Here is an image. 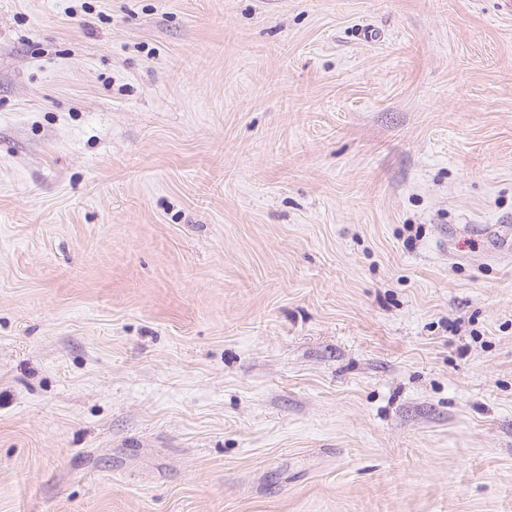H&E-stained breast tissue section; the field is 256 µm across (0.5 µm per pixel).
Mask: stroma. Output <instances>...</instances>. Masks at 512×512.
<instances>
[{
  "mask_svg": "<svg viewBox=\"0 0 512 512\" xmlns=\"http://www.w3.org/2000/svg\"><path fill=\"white\" fill-rule=\"evenodd\" d=\"M505 0H0V512H512Z\"/></svg>",
  "mask_w": 512,
  "mask_h": 512,
  "instance_id": "35a3bbf8",
  "label": "stroma"
}]
</instances>
